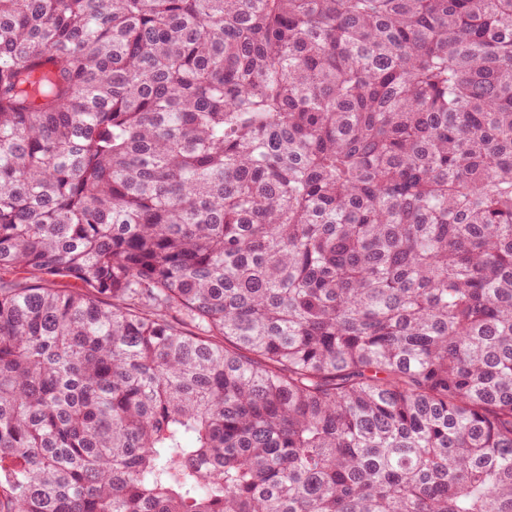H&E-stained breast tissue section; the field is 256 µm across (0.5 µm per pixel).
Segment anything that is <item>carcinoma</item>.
I'll return each mask as SVG.
<instances>
[{"mask_svg": "<svg viewBox=\"0 0 512 512\" xmlns=\"http://www.w3.org/2000/svg\"><path fill=\"white\" fill-rule=\"evenodd\" d=\"M0 512H512V0H0Z\"/></svg>", "mask_w": 512, "mask_h": 512, "instance_id": "1", "label": "carcinoma"}]
</instances>
